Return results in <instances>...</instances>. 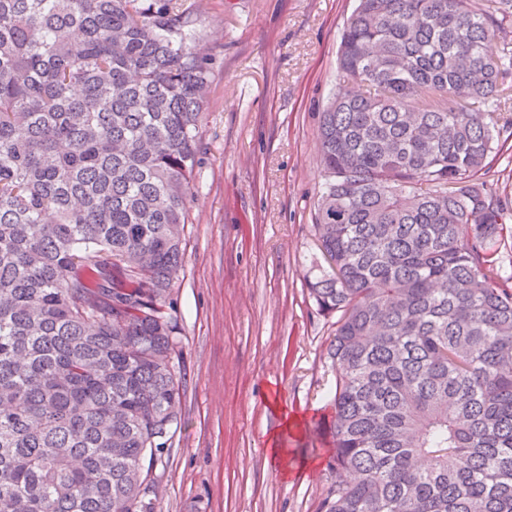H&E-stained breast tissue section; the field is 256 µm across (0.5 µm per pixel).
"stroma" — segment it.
<instances>
[{"mask_svg":"<svg viewBox=\"0 0 512 512\" xmlns=\"http://www.w3.org/2000/svg\"><path fill=\"white\" fill-rule=\"evenodd\" d=\"M211 64L199 189L172 291L181 426L158 468L161 512H319L336 319L307 283L323 183L319 114L357 0H192ZM299 418L284 429V415ZM286 450L273 463L270 436Z\"/></svg>","mask_w":512,"mask_h":512,"instance_id":"35a3bbf8","label":"stroma"}]
</instances>
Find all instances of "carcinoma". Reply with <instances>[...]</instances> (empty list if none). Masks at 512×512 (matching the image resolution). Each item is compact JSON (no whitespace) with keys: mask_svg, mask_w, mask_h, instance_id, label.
Returning <instances> with one entry per match:
<instances>
[{"mask_svg":"<svg viewBox=\"0 0 512 512\" xmlns=\"http://www.w3.org/2000/svg\"><path fill=\"white\" fill-rule=\"evenodd\" d=\"M495 31L478 0H358L344 25L338 68L372 91L320 121L321 512H512ZM209 75L185 0H0V512H158Z\"/></svg>","mask_w":512,"mask_h":512,"instance_id":"1","label":"carcinoma"}]
</instances>
